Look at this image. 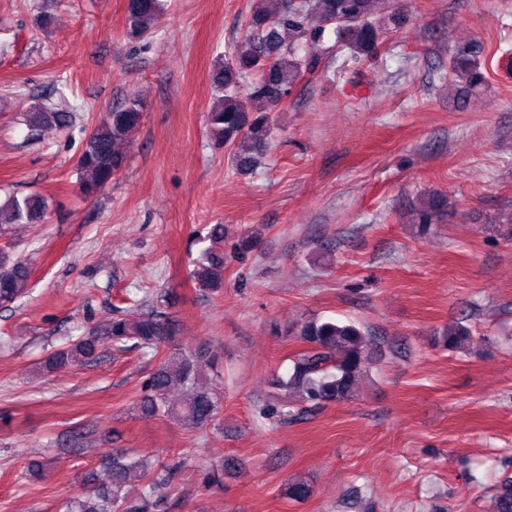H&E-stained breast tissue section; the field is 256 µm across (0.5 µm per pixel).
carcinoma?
Here are the masks:
<instances>
[{"label": "carcinoma", "instance_id": "cac0c4a2", "mask_svg": "<svg viewBox=\"0 0 512 512\" xmlns=\"http://www.w3.org/2000/svg\"><path fill=\"white\" fill-rule=\"evenodd\" d=\"M375 3L376 0H265L264 8L249 18L240 44L212 71L217 98L207 113L209 135L224 149L232 150L235 165L249 170L257 163L256 155L266 147L271 134L268 112L285 101L304 74L319 69V57L300 54L304 45L322 41L329 32L353 56H377L383 23L373 17ZM160 7L161 0H127V36L147 35ZM483 52L484 46L477 40L455 47L449 57V75L470 88L481 85ZM247 71H256L259 76L243 92L239 76ZM141 117L140 101L132 97L123 106L104 113L85 132L77 159L84 196L100 193L122 169L126 160L124 146ZM24 121L28 138L38 140L49 128L70 129L75 115L64 100L54 107L34 103L24 114ZM447 206L448 200L442 195L424 203L422 232L428 231ZM45 211L46 202L39 195L13 197L0 203V236L14 224L41 222ZM191 276L202 289L220 288L224 283V254L209 247L202 249L193 260ZM29 278L28 263L1 249L0 306L6 307L21 297ZM171 336V324L159 314L105 316L67 348L51 355L47 365L82 366L96 356L99 348L129 341L157 353ZM298 336L303 349L290 358L287 374L277 379V385L287 395L278 416L298 419L328 404L353 399L374 345L372 337L354 322L322 318L305 322ZM472 337L471 328L460 322L442 332L443 342L451 351L469 350ZM173 389L181 391L176 400L168 398ZM223 398L204 378L192 351L179 348L167 353L152 373L139 409L195 432L218 419ZM152 468L147 456L130 457L116 451L105 468L88 473L85 494L65 503L64 512H156L161 500L153 498L154 486L170 481L172 473L155 476ZM134 472L146 480L137 492L130 488ZM310 494V486L299 481L288 483L285 491L294 501ZM495 501L497 512H512V480L498 486Z\"/></svg>", "mask_w": 512, "mask_h": 512}]
</instances>
